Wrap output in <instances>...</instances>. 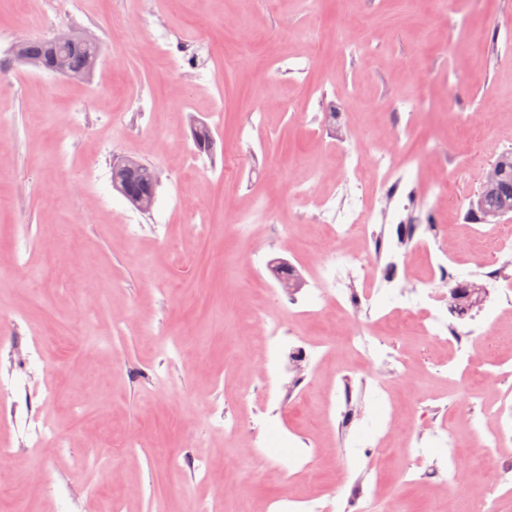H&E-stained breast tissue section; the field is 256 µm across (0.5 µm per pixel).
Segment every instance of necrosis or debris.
Listing matches in <instances>:
<instances>
[{"label":"necrosis or debris","instance_id":"necrosis-or-debris-1","mask_svg":"<svg viewBox=\"0 0 512 512\" xmlns=\"http://www.w3.org/2000/svg\"><path fill=\"white\" fill-rule=\"evenodd\" d=\"M148 38L157 52L164 54L169 72L181 73L185 64H194L198 83H208L210 62L221 56L224 48L204 34L195 35L183 44L179 53H170L171 33L160 22L149 25ZM428 97L426 87H418L411 102V111L404 127L395 131L394 141L380 142L373 164L349 150L338 149L341 159V184L344 202L336 206L331 196L320 195L317 182L293 185L298 197L310 200L317 208L316 220L322 228V254L309 280L316 297L313 309L296 310L290 320L267 314L259 319L265 358L255 366V373L265 383L270 398L279 402L281 411L292 412L304 404L302 395L290 398L280 396L278 383L284 371L283 356L297 363L323 359L336 344L357 357H367L381 363L391 372L393 381H402L409 373L399 351L390 349L380 331L382 323L415 321L422 336L435 346L449 349L447 358L439 360L437 372L448 384V403L455 407L472 404L471 392L463 382L471 372L468 346L477 332L474 318L450 319L448 296L467 277L481 278L485 285L498 293L492 308L494 315L512 313V277H502L495 263L489 261V252L511 253L512 231L497 224H472L467 228L466 240L480 252L469 268H462L459 255L449 248L450 234L444 224H416L410 212L411 196L406 191L405 170L424 166V158L410 160L399 157L395 142L408 138L421 121L423 104ZM402 212V227L396 241H387L380 227L393 209ZM361 238L362 248H349L348 242ZM410 246L423 261L422 275L398 274L396 268L384 263L394 244ZM403 278L401 288L391 292L392 307L386 311L374 310L378 289L392 285L395 278ZM327 315L333 318L355 317V328L342 341L323 338L313 341L297 328L300 318ZM468 434L479 448L512 445V392L504 391L491 408L478 416L465 415ZM460 438L455 421H447L432 429L427 448L441 449L438 481L447 488L463 492L468 480L462 475ZM427 448L406 446V463L400 472L408 484L420 481L419 464Z\"/></svg>","mask_w":512,"mask_h":512}]
</instances>
